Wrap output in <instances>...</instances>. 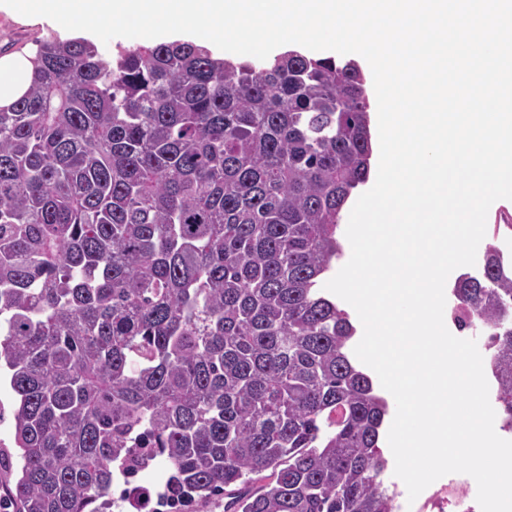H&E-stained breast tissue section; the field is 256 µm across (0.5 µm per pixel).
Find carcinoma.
I'll return each instance as SVG.
<instances>
[{"mask_svg": "<svg viewBox=\"0 0 512 512\" xmlns=\"http://www.w3.org/2000/svg\"><path fill=\"white\" fill-rule=\"evenodd\" d=\"M0 108V361L16 512H112L125 464L172 505L394 512L389 406L320 282L369 175L365 78L288 50L37 39ZM490 245L451 293L512 430V279ZM0 403L2 406V416L0 419V448L15 453L14 448V427L12 413L16 404V396L11 390L9 382L5 379L3 371L1 373L0 383Z\"/></svg>", "mask_w": 512, "mask_h": 512, "instance_id": "obj_1", "label": "carcinoma"}]
</instances>
